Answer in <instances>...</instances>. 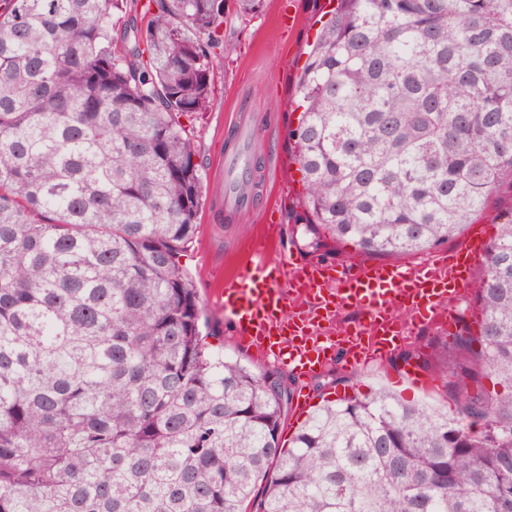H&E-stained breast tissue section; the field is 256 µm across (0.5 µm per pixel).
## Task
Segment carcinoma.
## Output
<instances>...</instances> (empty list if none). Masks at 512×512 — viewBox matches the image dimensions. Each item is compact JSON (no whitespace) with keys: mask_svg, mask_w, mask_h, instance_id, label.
<instances>
[{"mask_svg":"<svg viewBox=\"0 0 512 512\" xmlns=\"http://www.w3.org/2000/svg\"><path fill=\"white\" fill-rule=\"evenodd\" d=\"M0 0V512H512V0H336L288 130L306 247L402 260L508 196L451 413L317 406L208 341L182 264L227 12ZM501 386L490 390L485 381Z\"/></svg>","mask_w":512,"mask_h":512,"instance_id":"carcinoma-1","label":"carcinoma"}]
</instances>
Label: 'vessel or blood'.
<instances>
[{"label":"vessel or blood","instance_id":"vessel-or-blood-1","mask_svg":"<svg viewBox=\"0 0 512 512\" xmlns=\"http://www.w3.org/2000/svg\"><path fill=\"white\" fill-rule=\"evenodd\" d=\"M248 170L227 188L233 208L249 209ZM486 236H470L419 263L299 264L260 262L224 283V311L237 336L258 354L285 355L290 371L312 375L335 357L359 368L386 356L414 327L454 312ZM358 314L343 335L328 329L341 312Z\"/></svg>","mask_w":512,"mask_h":512}]
</instances>
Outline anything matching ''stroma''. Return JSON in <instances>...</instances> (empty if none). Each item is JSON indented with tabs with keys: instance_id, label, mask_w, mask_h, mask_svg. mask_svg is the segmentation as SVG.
<instances>
[{
	"instance_id": "stroma-1",
	"label": "stroma",
	"mask_w": 512,
	"mask_h": 512,
	"mask_svg": "<svg viewBox=\"0 0 512 512\" xmlns=\"http://www.w3.org/2000/svg\"><path fill=\"white\" fill-rule=\"evenodd\" d=\"M281 0H264L254 16L228 15L224 25L232 52L223 59L207 111L191 123L202 172V205L199 230L182 262L197 288L198 302L210 321V331L224 343L225 356L260 371L274 367L271 359L257 357L240 342L224 313V280L251 264L278 260L289 254L299 262L316 261L296 233L288 212L303 193L301 175L292 159L288 130L298 114L297 69L304 62L315 30V18L328 0H293L296 15L292 32H280ZM257 130L249 154L259 161L253 202L249 210L232 212L224 205V158L235 150L233 139L238 121ZM344 387L329 388L325 373L298 377V389L316 396L324 385L327 399L343 394L369 395L385 390L409 404L426 403L446 409L448 400L436 367L419 369L422 385L404 376V364L389 356L384 363L361 369H345Z\"/></svg>"
}]
</instances>
